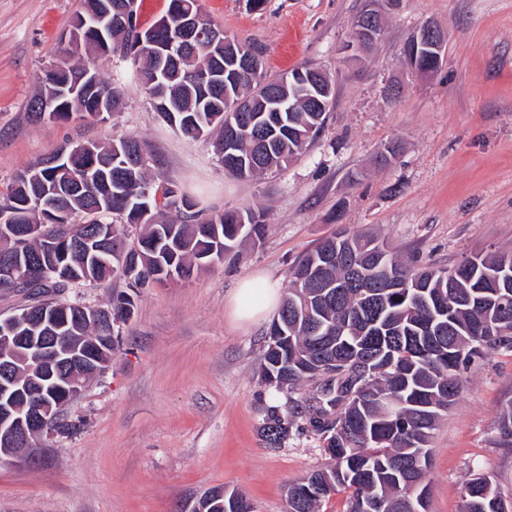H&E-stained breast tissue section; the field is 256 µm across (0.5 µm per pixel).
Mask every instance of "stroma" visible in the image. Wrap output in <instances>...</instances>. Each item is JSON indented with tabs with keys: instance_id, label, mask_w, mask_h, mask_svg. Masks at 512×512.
Wrapping results in <instances>:
<instances>
[{
	"instance_id": "35a3bbf8",
	"label": "stroma",
	"mask_w": 512,
	"mask_h": 512,
	"mask_svg": "<svg viewBox=\"0 0 512 512\" xmlns=\"http://www.w3.org/2000/svg\"><path fill=\"white\" fill-rule=\"evenodd\" d=\"M201 4L228 35L263 46L269 74L311 66L334 83L320 137L276 173L238 179L210 139L177 136L119 53L101 66L125 88L109 121L32 122L29 100L82 0H0V192L64 140L124 135L145 143L155 178L201 206L267 214L264 237L244 241L238 260L140 289L105 373L66 408L78 430L0 465V512H192L217 487L254 512H288L289 483L330 459L310 431L278 448L262 440L261 405L287 396L259 377L269 319L228 317L238 281L261 273L287 289L294 261L342 227L435 267L512 251V0H403L374 52L354 61L364 0ZM428 22L448 40L440 68L423 75L403 49ZM393 143L396 158L377 165ZM511 409L512 351L489 352L431 439L428 512H460L478 473L512 503V443L499 432Z\"/></svg>"
}]
</instances>
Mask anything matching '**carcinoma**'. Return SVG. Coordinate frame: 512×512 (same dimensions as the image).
I'll return each mask as SVG.
<instances>
[{
  "label": "carcinoma",
  "instance_id": "obj_1",
  "mask_svg": "<svg viewBox=\"0 0 512 512\" xmlns=\"http://www.w3.org/2000/svg\"><path fill=\"white\" fill-rule=\"evenodd\" d=\"M112 0V49L102 50L94 36L74 33L64 58L48 67L39 93L29 102L33 121L45 120L35 107L55 98L60 112L48 118L105 121L123 101L120 85L104 78L97 64H75L70 57L83 49L103 60L121 52L137 66L142 90L168 125L186 140L215 136L224 167L241 179L277 170L309 146L323 128L333 84L317 95L322 105L311 111V99L266 69L241 74L224 59V48L210 47L203 19L195 50L164 79L166 96L157 98L155 52L167 39L158 30L153 45L136 47V17L120 12ZM223 65L220 87L197 81L196 75ZM90 70L95 91L60 96V85ZM292 105L290 112H264L269 90ZM81 141L65 143L56 153L69 162L49 164L41 157L0 193V215L26 224L32 235L16 241L0 233V257L17 251L37 263L47 238H66L70 251L59 263L63 271L42 273L32 266L16 285L29 299H45L51 312L68 317L59 344L83 349L84 371L108 366L115 341L104 327L84 317L89 305L65 298L70 288L86 284L107 287L114 278L135 289L151 281H183L238 255L245 239L259 238L264 214L253 209L208 214L199 203L168 182L148 178L149 157L134 137L92 141L95 155L80 153ZM139 229L127 241V227ZM112 320L124 324L134 312V296H110ZM363 350L346 375L327 376L328 359ZM512 350V252L477 255L453 269L415 268L363 233L343 229L324 239L291 269L288 292L266 334L260 376L269 388L295 389L319 382L317 400L290 397L283 405L262 407L261 436L279 448L292 430L304 426L321 436L333 464L288 486V512H319L322 501L339 491L349 494L347 512H416V489L427 488L428 444L443 413L463 385V373L477 357ZM18 378L41 379L34 353L17 355ZM43 380V379H41ZM41 403L56 406L54 381L43 380ZM485 477L470 480L462 512H503L497 502L474 495ZM194 512H251L236 492L215 488L201 497Z\"/></svg>",
  "mask_w": 512,
  "mask_h": 512
}]
</instances>
